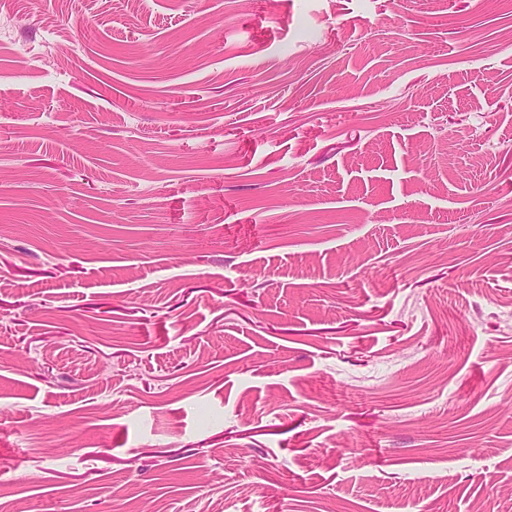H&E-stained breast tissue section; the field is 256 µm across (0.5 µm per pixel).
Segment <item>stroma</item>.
Instances as JSON below:
<instances>
[{"label": "stroma", "instance_id": "35a3bbf8", "mask_svg": "<svg viewBox=\"0 0 512 512\" xmlns=\"http://www.w3.org/2000/svg\"><path fill=\"white\" fill-rule=\"evenodd\" d=\"M0 512H512V0H0Z\"/></svg>", "mask_w": 512, "mask_h": 512}]
</instances>
